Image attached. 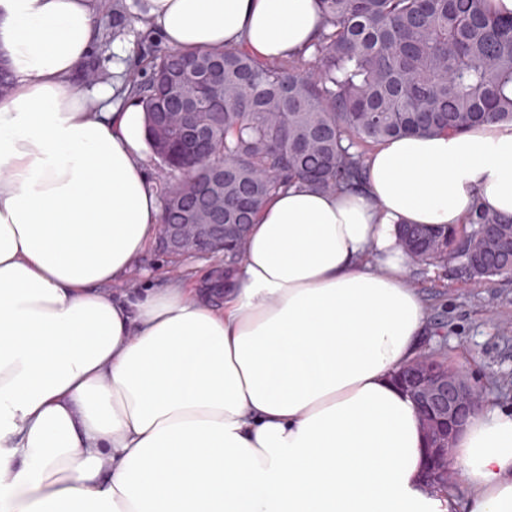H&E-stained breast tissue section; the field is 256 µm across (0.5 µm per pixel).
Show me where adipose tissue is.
I'll return each instance as SVG.
<instances>
[{
    "label": "adipose tissue",
    "mask_w": 512,
    "mask_h": 512,
    "mask_svg": "<svg viewBox=\"0 0 512 512\" xmlns=\"http://www.w3.org/2000/svg\"><path fill=\"white\" fill-rule=\"evenodd\" d=\"M174 50L310 51L319 0H136ZM95 0H0V512H512V412L480 403L426 482L395 374L425 306L401 225L512 218V123L376 145L363 187L260 210L222 303L107 291L155 239L145 116L74 85Z\"/></svg>",
    "instance_id": "ef3b65f1"
}]
</instances>
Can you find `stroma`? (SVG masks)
<instances>
[{
  "label": "stroma",
  "instance_id": "1",
  "mask_svg": "<svg viewBox=\"0 0 512 512\" xmlns=\"http://www.w3.org/2000/svg\"><path fill=\"white\" fill-rule=\"evenodd\" d=\"M150 40L147 31L135 26L129 0H99L93 52L78 70V83H85L88 70L111 72L117 44L132 69H141L136 47ZM407 280L427 310L422 355L461 374L499 406L511 408L512 277L475 282L452 259L444 265L410 266Z\"/></svg>",
  "mask_w": 512,
  "mask_h": 512
}]
</instances>
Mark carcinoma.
<instances>
[{
    "label": "carcinoma",
    "mask_w": 512,
    "mask_h": 512,
    "mask_svg": "<svg viewBox=\"0 0 512 512\" xmlns=\"http://www.w3.org/2000/svg\"><path fill=\"white\" fill-rule=\"evenodd\" d=\"M321 9L317 43L291 63L228 46L141 49L149 77L130 76L126 90L146 118L183 111L166 93L174 77L187 87L205 81L224 102V122L207 128L208 149L190 173L154 153L180 174L164 192L160 221L180 223L176 198L220 170L224 223L252 224L267 199L295 183L323 192L360 185L369 147L384 140L512 123V17L488 13L484 0H321ZM488 224L512 220L478 209L448 231L403 227L398 241L416 264L453 254L474 280L511 276L484 237ZM246 244L228 239L225 265Z\"/></svg>",
    "instance_id": "1"
}]
</instances>
